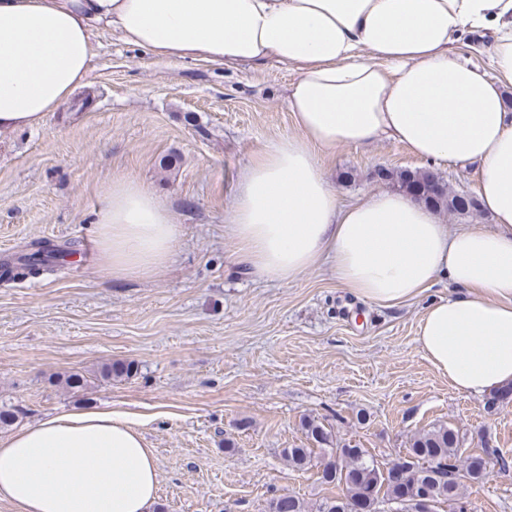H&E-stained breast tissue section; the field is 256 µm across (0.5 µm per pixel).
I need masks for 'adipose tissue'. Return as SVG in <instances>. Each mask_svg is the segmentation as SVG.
Returning a JSON list of instances; mask_svg holds the SVG:
<instances>
[{"instance_id":"adipose-tissue-1","label":"adipose tissue","mask_w":512,"mask_h":512,"mask_svg":"<svg viewBox=\"0 0 512 512\" xmlns=\"http://www.w3.org/2000/svg\"><path fill=\"white\" fill-rule=\"evenodd\" d=\"M102 27L165 61L297 66V136L236 177L240 258L281 282L330 264L383 306L448 279L461 293L425 311L424 357L461 392L512 385V0H0V134L43 125L87 85ZM478 31L493 35L487 71L451 53ZM384 136L421 159L477 164L493 228L450 231L391 191L340 205L322 155ZM94 224L96 270L114 280L150 278L181 234L131 178L107 187ZM157 485L154 452L122 411H63L0 439V501L15 512H148Z\"/></svg>"}]
</instances>
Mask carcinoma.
I'll list each match as a JSON object with an SVG mask.
<instances>
[{"label":"carcinoma","instance_id":"carcinoma-1","mask_svg":"<svg viewBox=\"0 0 512 512\" xmlns=\"http://www.w3.org/2000/svg\"><path fill=\"white\" fill-rule=\"evenodd\" d=\"M385 177L405 192L419 185L430 190L439 186L436 195L425 196L421 201L436 208L466 214L477 210V201L466 207L459 206L461 194L448 188L435 174L426 171L404 170L397 174L386 173ZM74 254L72 250L40 245L37 249L18 256L6 273L20 268L38 266L52 271L60 266L64 258ZM133 363H113L102 368L107 378L128 377L133 372ZM307 437L320 446L332 444V435L319 422L304 421ZM463 437L459 431L444 424L434 425L413 435L404 454L402 476L393 480L384 473L368 449L345 445L332 449L328 460L322 464L321 480L327 484L343 486V494L323 502L318 512H354L360 500L366 501L364 512H380L383 503H395L399 510L430 494L436 503L446 505L445 512H466L463 503V480L479 482L487 473L494 451L488 448L483 453L462 456L460 448ZM288 464L297 469H307L313 457L308 448H287ZM275 512H308L304 500L295 495L280 496L275 500Z\"/></svg>","mask_w":512,"mask_h":512}]
</instances>
